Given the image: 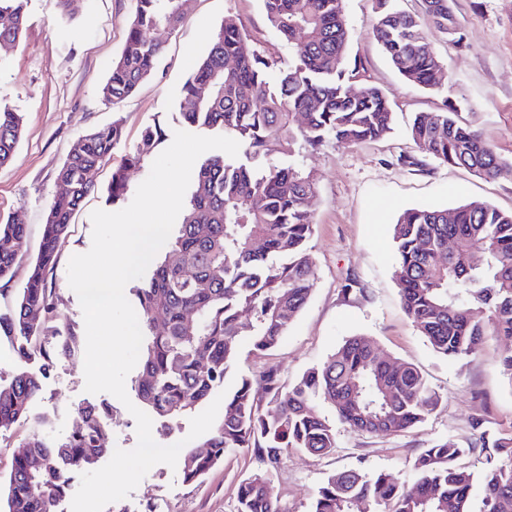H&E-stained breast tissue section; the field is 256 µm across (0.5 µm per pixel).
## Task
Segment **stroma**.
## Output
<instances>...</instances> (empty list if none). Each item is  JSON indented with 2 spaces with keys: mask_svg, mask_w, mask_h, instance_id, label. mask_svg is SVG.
<instances>
[{
  "mask_svg": "<svg viewBox=\"0 0 512 512\" xmlns=\"http://www.w3.org/2000/svg\"><path fill=\"white\" fill-rule=\"evenodd\" d=\"M396 4L418 15L447 78L444 89L435 93L408 84L370 34L375 0H345L350 52L363 66V82L387 97L395 123L375 141L300 148L295 163L317 179L309 247L318 279L281 344L242 358L232 375L276 366L291 380L323 362L347 337L362 335L394 360L424 370L442 401L424 422L399 435H361L340 425L334 454L284 449L271 488L287 512H311L319 487L339 471L386 472L409 480V465L422 448L448 437L464 446L475 442L473 419L492 428L512 427V380L500 371L505 342L491 336L476 356L438 357L403 313L392 273V227L405 209H452L477 200L512 211V180L489 181L440 163L420 152L407 132L416 113L442 111L449 101L461 121L512 159V0H449L460 28L457 40L437 32L421 0ZM132 8V0H83L81 11L67 17L58 0H27L20 41L0 52V105L22 117L21 139L10 163L0 168V222L17 218L24 224L23 262L38 254L45 215L59 191L56 174L72 145L113 119L123 124L124 139L101 171L97 190L74 214L49 275L61 294L58 323L80 337L84 320L68 284V262L90 248V214L109 210L112 169L123 163L143 128L157 123L169 135L184 129L180 91L194 60L206 53L211 32L233 22L250 34L253 46L285 64L296 51L270 27L262 0H187L159 72L112 106L103 102L100 89L125 41ZM84 385L83 351L54 358L30 420L0 433L1 476L9 473L21 438L36 431L62 440L74 429L78 409L87 405L106 412L111 448L136 446V423L126 407L109 393L85 392ZM259 467L253 452L240 449L228 453L202 483L187 485L179 469L158 464L127 498L108 504L104 512H234L239 483Z\"/></svg>",
  "mask_w": 512,
  "mask_h": 512,
  "instance_id": "35a3bbf8",
  "label": "stroma"
}]
</instances>
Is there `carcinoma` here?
<instances>
[{"instance_id":"cac0c4a2","label":"carcinoma","mask_w":512,"mask_h":512,"mask_svg":"<svg viewBox=\"0 0 512 512\" xmlns=\"http://www.w3.org/2000/svg\"><path fill=\"white\" fill-rule=\"evenodd\" d=\"M186 0H134L129 32L101 88L117 105L159 68L168 38L179 26ZM270 26L297 45L283 66L249 46L233 23L216 28L207 53L195 60L181 88L179 108L197 131L230 137L241 155L211 154L196 164L195 185L183 205L178 235L134 288L145 339L139 402L165 433L168 423L193 414L220 388L244 353L277 347L307 303L316 265L307 249L312 234L310 198L315 179L294 164L272 165L273 155L292 157L301 146L358 144L392 130L394 112L376 87L363 85L360 64L349 58L351 32L345 0H262ZM370 35L393 68L410 84L441 88L439 62L414 16L376 0ZM25 0H0V48L15 45L25 24ZM437 30L456 34L448 0H423ZM22 120L0 107V167L20 141ZM123 136L120 120L77 140L57 172L68 191L51 202L37 258L25 271L14 306L0 312V337L16 343L18 366L0 381V431L25 423L49 364L26 367L32 355L46 359L79 347V338L56 323L60 301L48 282L73 214L98 188L101 169ZM164 129L148 125L140 141L112 170L108 199L129 192L127 169L143 165L163 141ZM409 136L437 161L487 180L512 179V160L501 157L480 131L456 119V108L418 113ZM25 228L0 224V280L18 272ZM455 247L448 249V241ZM394 276L401 307L419 335L443 358H464L493 334L512 342V212L488 202L453 211L410 209L393 226ZM440 397L419 368L397 363L363 336H353L325 361L293 381L273 366L242 376L224 396V413L213 432L180 458L191 485L219 465L226 453L246 448L265 465L238 486L235 512H285L266 491L271 468L284 448L322 456L336 451V424L365 435H398L423 422ZM335 412L331 422L320 404ZM76 428L61 442L38 433L24 437L10 473L0 476L3 512H55L69 490L70 473L92 469L109 452L105 413L79 409ZM477 441L467 447L442 439L412 462L414 484L360 470L334 473L314 499L311 512H357L373 502L379 512H512V429L492 431L475 419ZM483 467L459 460L476 450Z\"/></svg>"}]
</instances>
